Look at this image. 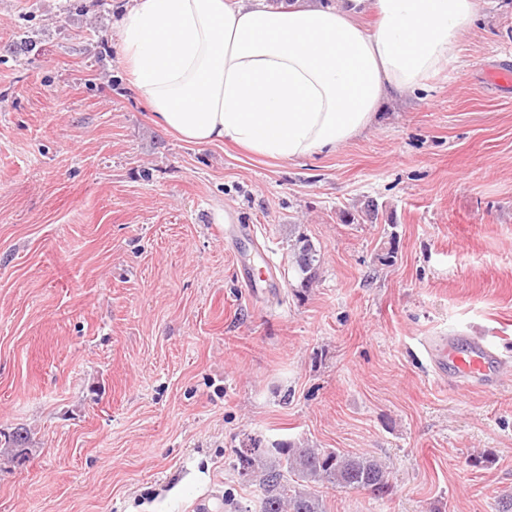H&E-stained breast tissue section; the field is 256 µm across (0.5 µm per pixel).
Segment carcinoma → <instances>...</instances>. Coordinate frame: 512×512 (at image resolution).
Here are the masks:
<instances>
[{
	"label": "carcinoma",
	"instance_id": "carcinoma-1",
	"mask_svg": "<svg viewBox=\"0 0 512 512\" xmlns=\"http://www.w3.org/2000/svg\"><path fill=\"white\" fill-rule=\"evenodd\" d=\"M317 261L313 245L303 238L297 240L294 263L298 270L307 273ZM236 460L240 476L260 489V512H325L317 494L290 485L291 476L298 483L362 489L381 499L392 491L385 466L364 455H344L291 443L265 448L252 439L249 447L236 450Z\"/></svg>",
	"mask_w": 512,
	"mask_h": 512
}]
</instances>
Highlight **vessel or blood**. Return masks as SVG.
I'll return each instance as SVG.
<instances>
[{"label": "vessel or blood", "mask_w": 512, "mask_h": 512, "mask_svg": "<svg viewBox=\"0 0 512 512\" xmlns=\"http://www.w3.org/2000/svg\"><path fill=\"white\" fill-rule=\"evenodd\" d=\"M426 352L438 376H454L461 390L476 386L493 387L497 374L492 366L498 361L495 349L460 336H437L425 344Z\"/></svg>", "instance_id": "b4317fda"}]
</instances>
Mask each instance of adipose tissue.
<instances>
[{"mask_svg":"<svg viewBox=\"0 0 512 512\" xmlns=\"http://www.w3.org/2000/svg\"><path fill=\"white\" fill-rule=\"evenodd\" d=\"M378 18L366 31L362 3ZM480 0H134L120 25L130 80L188 143L284 162L330 153L382 104L425 90L457 56Z\"/></svg>","mask_w":512,"mask_h":512,"instance_id":"adipose-tissue-1","label":"adipose tissue"}]
</instances>
